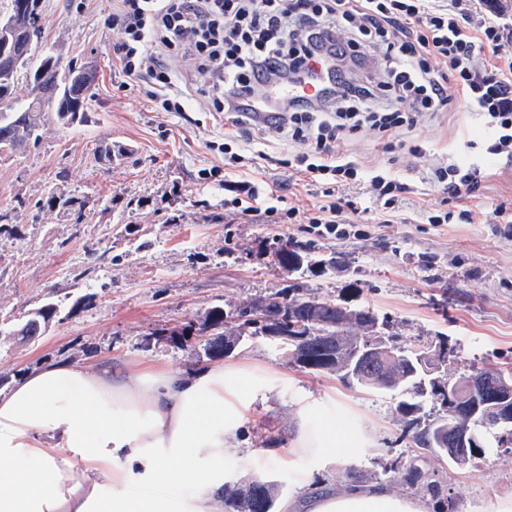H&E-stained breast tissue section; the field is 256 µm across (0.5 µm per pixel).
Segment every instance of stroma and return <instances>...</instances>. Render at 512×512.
Instances as JSON below:
<instances>
[{
  "label": "stroma",
  "mask_w": 512,
  "mask_h": 512,
  "mask_svg": "<svg viewBox=\"0 0 512 512\" xmlns=\"http://www.w3.org/2000/svg\"><path fill=\"white\" fill-rule=\"evenodd\" d=\"M113 0H39V49H60L65 58L95 66L88 120L63 127L47 121L39 148L0 160V209L16 208L17 234H0V326L10 327L47 301L60 314L37 342L22 345L0 336V391L19 375L64 360L95 371L128 366L171 368L185 373L214 363L199 337L176 345L168 334L198 325L215 306L231 309L274 290L297 288L334 298L357 291V300L387 317L401 344L448 338L445 369L456 378L471 367L512 365V234L493 211L512 204V171L493 161V177L469 224L427 223V213L446 211L445 196L420 181L424 161L453 149L456 115L424 120L416 131L425 159L400 150L396 172L416 185L392 224H369L361 236L337 239L311 233L304 218L275 224L263 213L241 216L227 202L245 180L280 183L286 201L308 206L322 198L323 184L294 180L295 151L257 132L245 146L246 163L219 171L223 115L199 109L191 96L187 113L153 111L135 90L122 88L112 64L121 38L106 28ZM103 141L122 144L129 158L104 166L95 157ZM384 142L370 129L341 140L340 154L364 167L384 166ZM79 190L90 208L85 223L37 208L50 188ZM290 243L306 252L311 272L299 276L272 262V251ZM337 266H328V259ZM227 364L259 380L237 440L253 452L255 475L278 483L286 498L347 483L351 469H376L407 451L404 422L393 393L350 387L336 374L295 364L288 349L269 336L243 338ZM313 401L333 402L360 419L374 445L364 454L333 463L316 482L296 488L291 450L298 415ZM279 450L268 461L265 450ZM418 464L438 473L455 512H489L512 493V454L489 447L478 463L458 468L432 454Z\"/></svg>",
  "instance_id": "stroma-1"
}]
</instances>
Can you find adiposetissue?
<instances>
[{
  "label": "adipose tissue",
  "instance_id": "ef3b65f1",
  "mask_svg": "<svg viewBox=\"0 0 512 512\" xmlns=\"http://www.w3.org/2000/svg\"><path fill=\"white\" fill-rule=\"evenodd\" d=\"M254 396L243 369L196 373L137 368L113 379L65 361L20 375L0 392V512H215L224 463ZM372 443L359 422L302 409L295 454L302 486ZM289 512H428L381 485H347L288 505Z\"/></svg>",
  "mask_w": 512,
  "mask_h": 512
}]
</instances>
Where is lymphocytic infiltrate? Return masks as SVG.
Segmentation results:
<instances>
[{
	"label": "lymphocytic infiltrate",
	"mask_w": 512,
	"mask_h": 512,
	"mask_svg": "<svg viewBox=\"0 0 512 512\" xmlns=\"http://www.w3.org/2000/svg\"><path fill=\"white\" fill-rule=\"evenodd\" d=\"M114 0L109 24L123 38L114 49L125 87L139 90L155 111H183L189 90L166 64L187 58L204 80L205 111L232 125L227 140L256 129L301 145L294 171L316 182L332 179L310 224L347 236L353 219L388 216L412 186L392 174L395 151L421 146L403 139L423 118L469 114L489 140L467 161L430 164L421 181L459 204L428 216L431 224L472 220L469 202L482 198L489 158L512 163V51L505 46L501 0ZM300 85L298 97L269 101L263 89ZM370 128L385 142L388 170L370 173L340 156L339 140ZM362 183L364 197L340 194ZM281 187L245 185L232 205L285 222L301 216L283 206Z\"/></svg>",
	"instance_id": "1"
}]
</instances>
